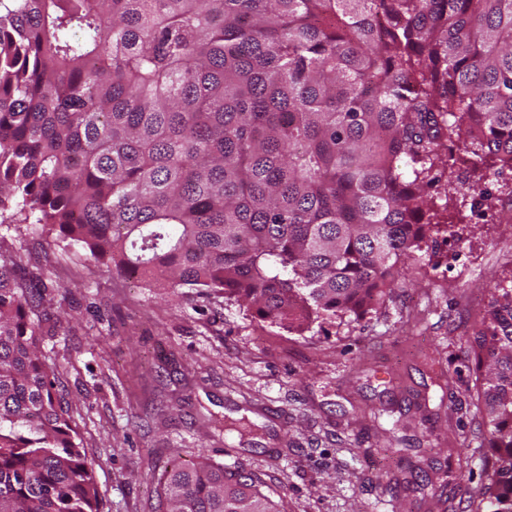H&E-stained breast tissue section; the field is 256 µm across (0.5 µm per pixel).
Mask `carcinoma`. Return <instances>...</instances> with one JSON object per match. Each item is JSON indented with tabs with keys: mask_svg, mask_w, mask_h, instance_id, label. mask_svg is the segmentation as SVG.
I'll list each match as a JSON object with an SVG mask.
<instances>
[{
	"mask_svg": "<svg viewBox=\"0 0 512 512\" xmlns=\"http://www.w3.org/2000/svg\"><path fill=\"white\" fill-rule=\"evenodd\" d=\"M512 169V0H0V218L148 288L310 332L425 267L453 145ZM0 244V512H99L41 349L39 275ZM474 332L488 483L512 512V287ZM164 512H277L175 463Z\"/></svg>",
	"mask_w": 512,
	"mask_h": 512,
	"instance_id": "cac0c4a2",
	"label": "carcinoma"
}]
</instances>
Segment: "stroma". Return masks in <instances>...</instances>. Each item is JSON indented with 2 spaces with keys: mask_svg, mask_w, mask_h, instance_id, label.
I'll use <instances>...</instances> for the list:
<instances>
[{
  "mask_svg": "<svg viewBox=\"0 0 512 512\" xmlns=\"http://www.w3.org/2000/svg\"><path fill=\"white\" fill-rule=\"evenodd\" d=\"M471 163L439 178L437 235L422 274L358 320L298 335L223 296H166L0 223L42 307L68 312L42 347L58 364L100 512H162L161 481L205 456L258 478L279 512H469L487 482L485 422L467 340L489 290L512 280V170L476 205Z\"/></svg>",
  "mask_w": 512,
  "mask_h": 512,
  "instance_id": "stroma-1",
  "label": "stroma"
}]
</instances>
